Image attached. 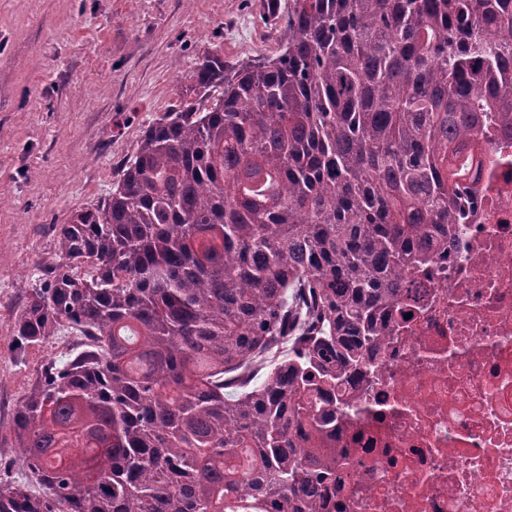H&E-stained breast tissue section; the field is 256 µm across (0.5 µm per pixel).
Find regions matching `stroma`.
<instances>
[{"mask_svg": "<svg viewBox=\"0 0 512 512\" xmlns=\"http://www.w3.org/2000/svg\"><path fill=\"white\" fill-rule=\"evenodd\" d=\"M262 0H0V463L23 467L9 424L56 338L12 351L16 314L57 229L112 190L142 132L190 96L211 52L272 54Z\"/></svg>", "mask_w": 512, "mask_h": 512, "instance_id": "obj_1", "label": "stroma"}]
</instances>
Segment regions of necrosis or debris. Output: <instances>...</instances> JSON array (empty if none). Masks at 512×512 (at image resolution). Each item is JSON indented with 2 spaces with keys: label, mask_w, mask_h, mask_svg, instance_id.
Wrapping results in <instances>:
<instances>
[{
  "label": "necrosis or debris",
  "mask_w": 512,
  "mask_h": 512,
  "mask_svg": "<svg viewBox=\"0 0 512 512\" xmlns=\"http://www.w3.org/2000/svg\"><path fill=\"white\" fill-rule=\"evenodd\" d=\"M473 152L478 203L447 265L332 393L345 489L325 512H512V136Z\"/></svg>",
  "instance_id": "obj_1"
}]
</instances>
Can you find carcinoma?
<instances>
[{
	"mask_svg": "<svg viewBox=\"0 0 512 512\" xmlns=\"http://www.w3.org/2000/svg\"><path fill=\"white\" fill-rule=\"evenodd\" d=\"M287 38L149 125L60 225L14 353L68 327L10 425L0 512H320L322 390L374 359L512 126V0H266Z\"/></svg>",
	"mask_w": 512,
	"mask_h": 512,
	"instance_id": "carcinoma-1",
	"label": "carcinoma"
}]
</instances>
